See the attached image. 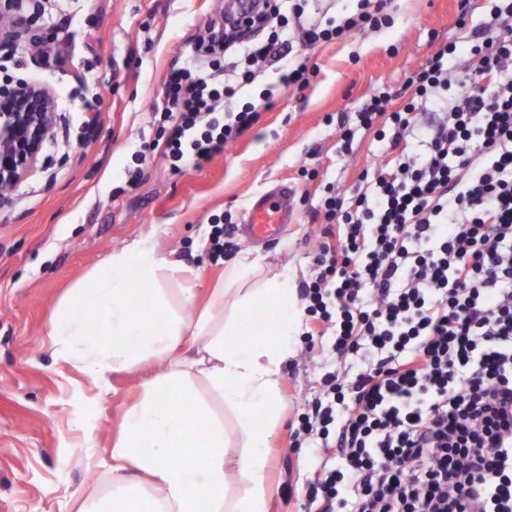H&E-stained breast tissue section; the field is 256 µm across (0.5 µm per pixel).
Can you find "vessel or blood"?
Masks as SVG:
<instances>
[{
  "mask_svg": "<svg viewBox=\"0 0 512 512\" xmlns=\"http://www.w3.org/2000/svg\"><path fill=\"white\" fill-rule=\"evenodd\" d=\"M297 221L295 193L290 187L280 185L252 199L240 231L255 242L271 241Z\"/></svg>",
  "mask_w": 512,
  "mask_h": 512,
  "instance_id": "1",
  "label": "vessel or blood"
}]
</instances>
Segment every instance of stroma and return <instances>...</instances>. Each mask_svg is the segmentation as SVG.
<instances>
[{
    "label": "stroma",
    "mask_w": 512,
    "mask_h": 512,
    "mask_svg": "<svg viewBox=\"0 0 512 512\" xmlns=\"http://www.w3.org/2000/svg\"><path fill=\"white\" fill-rule=\"evenodd\" d=\"M40 4L68 32L65 50L47 66L40 48L21 43L1 49L0 64L61 101L76 91L77 75L88 73L85 93L101 100L92 112L60 111L58 146L45 149L44 169L0 201V512H65L71 494L103 489L121 411L165 369L149 359L94 380L61 358L50 316L69 288L145 239L159 257L201 274L196 303L205 305L232 263L208 255L212 218L228 214L242 224L255 194L284 183L295 190L298 223L272 242L251 245L238 234L233 241L237 255L260 258L263 277L286 268L301 284L327 239L317 214L325 186L353 192L363 172L384 160L382 142L361 129L352 153L340 155L339 117L354 119L378 91L393 93L392 108H403L412 97L407 77L437 45L462 35L457 0H391V27L315 48L310 86L282 92L224 153L177 172L153 157L130 184L123 172L134 151L159 136L150 109L161 75L187 42L206 36L224 0H85L75 18L63 0ZM320 361L299 338L282 365L288 410L268 443L269 512L299 510L313 451L293 447L291 433L319 388Z\"/></svg>",
    "instance_id": "1"
}]
</instances>
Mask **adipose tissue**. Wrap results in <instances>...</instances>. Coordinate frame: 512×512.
I'll use <instances>...</instances> for the list:
<instances>
[{
  "instance_id": "ef3b65f1",
  "label": "adipose tissue",
  "mask_w": 512,
  "mask_h": 512,
  "mask_svg": "<svg viewBox=\"0 0 512 512\" xmlns=\"http://www.w3.org/2000/svg\"><path fill=\"white\" fill-rule=\"evenodd\" d=\"M180 270L135 242L78 280L52 316L59 355L92 379L150 358L167 364L120 417L111 491L83 497L77 512H268V436L287 409L281 365L302 331L291 276L260 278L258 261L241 257L195 316V289L179 284ZM189 334L204 339L193 357ZM199 379L243 440L241 496L228 494L226 425L199 396Z\"/></svg>"
}]
</instances>
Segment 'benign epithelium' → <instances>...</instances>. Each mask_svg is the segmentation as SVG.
<instances>
[{
    "label": "benign epithelium",
    "instance_id": "obj_1",
    "mask_svg": "<svg viewBox=\"0 0 512 512\" xmlns=\"http://www.w3.org/2000/svg\"><path fill=\"white\" fill-rule=\"evenodd\" d=\"M0 36L17 44L41 39L22 0H0ZM58 109L51 91L33 81L0 84V199L30 177L53 139Z\"/></svg>",
    "mask_w": 512,
    "mask_h": 512
}]
</instances>
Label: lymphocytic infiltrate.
I'll list each match as a JSON object with an SVG mask.
<instances>
[{
  "mask_svg": "<svg viewBox=\"0 0 512 512\" xmlns=\"http://www.w3.org/2000/svg\"><path fill=\"white\" fill-rule=\"evenodd\" d=\"M307 0H251L234 20L192 43L163 77L153 114L168 135L171 170L199 168L256 124L250 103L226 110L277 65L283 88L317 72L294 53L291 19ZM302 28L314 47L389 26L387 0ZM441 45L406 80L446 110L420 121L371 95L359 128L388 127L398 163L362 176L354 196L328 186L336 227L301 286L308 346L325 343L332 369L298 415L294 447L320 449L302 512H512V0H488V21ZM270 27L266 42L243 31ZM246 66L225 74L223 51ZM476 62L473 81L453 57Z\"/></svg>",
  "mask_w": 512,
  "mask_h": 512,
  "instance_id": "lymphocytic-infiltrate-1",
  "label": "lymphocytic infiltrate"
}]
</instances>
